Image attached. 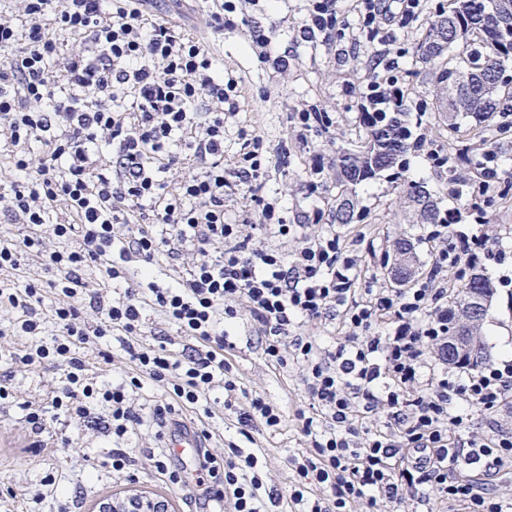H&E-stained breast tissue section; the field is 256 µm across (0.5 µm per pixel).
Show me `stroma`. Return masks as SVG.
<instances>
[{
	"instance_id": "obj_1",
	"label": "stroma",
	"mask_w": 512,
	"mask_h": 512,
	"mask_svg": "<svg viewBox=\"0 0 512 512\" xmlns=\"http://www.w3.org/2000/svg\"><path fill=\"white\" fill-rule=\"evenodd\" d=\"M301 0L284 5L278 0L273 8L250 11L235 27L216 30L196 21L195 8L183 9L182 20L190 24L194 35L202 38L212 53L217 66L238 81L239 126L226 134L227 156L239 151L241 142L238 129L254 131L264 136L272 152L269 156L262 189L264 197H279L287 202L289 220L298 221L306 211L301 175L312 148L320 149L326 158H334L337 150L355 144L359 133L357 108L343 88L347 83L359 81L371 45L364 44L356 56H335L333 51L320 47L310 49L297 41V25L301 18ZM257 28L270 32L272 46L280 52H289L298 58L296 65L285 74L273 70L247 48L248 30ZM425 32L424 22H417L408 31L395 32L388 44L394 52L409 55L403 82L410 102H427L436 88V74L420 63L414 50ZM320 104L336 115V125L329 132L309 137L300 144L292 131L290 114L303 103ZM424 183L431 194L441 201L443 208L454 207L448 193V175L430 169L423 157L411 153L406 157L403 178H396L386 170L375 178L358 184L355 199L364 207V218L353 225H340L336 233L342 240L360 239L361 253L401 238L414 240L418 265L428 269L432 254L427 244L421 243L424 233L417 224L414 211L401 186L403 179ZM484 274L496 290L481 329L487 362L512 357V288L500 287L503 276H512V264H488ZM253 328L249 319H241L237 327V348L234 365L239 380L253 391L266 396L287 410L307 408L308 401L298 375H279L257 353L251 340ZM60 372L44 364L17 367L12 373L15 399L0 403V512H57L66 497H74L75 512H91L99 500L112 497L136 484L151 494L172 498L176 512H187V506L176 485L158 473L149 461L150 452L159 451L160 439L146 431L130 438L128 451L136 463L137 478L128 482L114 476L109 460L111 437L91 431L72 447L61 444L62 437L71 435L72 429L65 419H58L51 432L42 434V446L30 450L34 440L21 408L24 402H38L58 385ZM256 450L264 455L270 476L276 485H285L288 472L284 458L301 448L296 431L269 437L262 431L254 434ZM53 476L58 484L56 496L40 503H23L21 491L35 492L46 476Z\"/></svg>"
}]
</instances>
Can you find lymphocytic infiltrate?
I'll use <instances>...</instances> for the list:
<instances>
[{
    "label": "lymphocytic infiltrate",
    "instance_id": "1",
    "mask_svg": "<svg viewBox=\"0 0 512 512\" xmlns=\"http://www.w3.org/2000/svg\"><path fill=\"white\" fill-rule=\"evenodd\" d=\"M155 0H9L0 8V337H30L12 363L60 367L49 406L24 403L41 434L52 413L81 432L119 440L112 472L134 478L122 441L151 425L167 431L183 412L216 413L224 391L239 442L214 454L210 430L196 452L195 481L156 469L178 485L193 512H353L424 497L442 512H506L493 487L512 473V358L468 371L448 367V294L454 277L483 261L502 263L487 207L503 193L495 148L476 153L473 177L454 179L456 199L424 236L429 268L404 288L385 285L329 224L317 191L321 153L305 165L304 223H289L281 199L255 218L227 216L224 199L258 194L268 147L247 139L224 170V134L238 122V83L199 39L154 11ZM427 0H356L357 20L341 26L337 0H305L301 41L351 54L420 19ZM403 54L373 52L371 76L349 83L360 117L373 119L404 97ZM191 163L179 180L168 175ZM472 217L477 233L454 230ZM29 253L56 272L48 288L21 281ZM171 278L159 283L163 271ZM95 275L88 284L87 275ZM248 316L254 347L279 373L298 371L308 410L287 412L242 386L232 362L236 327ZM335 321V349L321 327ZM116 336L114 357L103 340ZM185 338L181 350L173 337ZM124 364L121 382L99 387L86 354ZM166 398L143 414L145 385ZM109 406L106 418L92 405ZM485 427L472 428L473 413ZM295 426L306 446L286 457L281 487L258 453L255 430Z\"/></svg>",
    "mask_w": 512,
    "mask_h": 512
}]
</instances>
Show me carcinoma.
I'll return each instance as SVG.
<instances>
[{"instance_id": "obj_1", "label": "carcinoma", "mask_w": 512, "mask_h": 512, "mask_svg": "<svg viewBox=\"0 0 512 512\" xmlns=\"http://www.w3.org/2000/svg\"><path fill=\"white\" fill-rule=\"evenodd\" d=\"M464 42L459 61L447 59L451 46ZM419 59L438 70L440 93L431 100V110L446 115L448 146L461 142L466 132L479 134L495 120V114L512 109V82L504 80V62L512 58V0H451L427 21L425 35L416 47ZM470 117L463 126L458 116ZM409 113L401 107L379 124L361 123L362 134L355 148L341 151L332 167L336 187V224L359 222L352 187L377 173L396 166L409 149L404 131ZM406 195L422 224L441 221L440 202L421 183L404 181ZM492 282L474 273L457 289L454 304L483 294Z\"/></svg>"}]
</instances>
